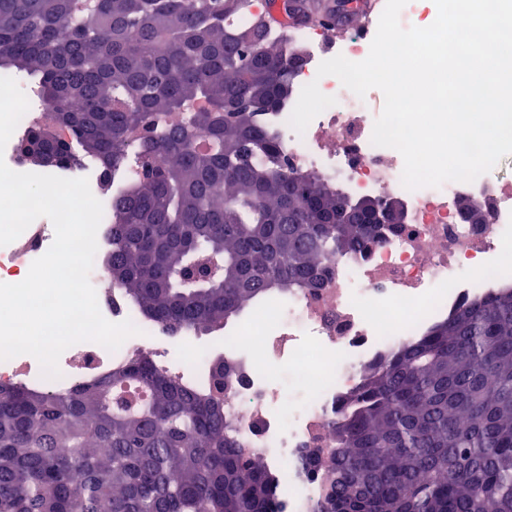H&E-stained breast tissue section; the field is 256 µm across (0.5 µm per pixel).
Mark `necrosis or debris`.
I'll use <instances>...</instances> for the list:
<instances>
[{
  "instance_id": "necrosis-or-debris-1",
  "label": "necrosis or debris",
  "mask_w": 512,
  "mask_h": 512,
  "mask_svg": "<svg viewBox=\"0 0 512 512\" xmlns=\"http://www.w3.org/2000/svg\"><path fill=\"white\" fill-rule=\"evenodd\" d=\"M376 31V22L367 18L332 45L316 30H293L289 44L300 45L305 52L301 84L317 82L320 91L337 102L301 134L289 124L293 103L284 104L268 122L291 166L346 183L356 194L406 196L409 217L399 232L347 256L323 288L292 291L285 299L266 303L261 319L235 332L246 351L214 347L198 359H186L164 340L158 326L142 324L139 310L116 291L98 296L102 315L113 323L141 324V334L129 337L113 352L89 341L70 346L60 357L58 379L43 378L38 361L27 354L0 361V378L59 390L101 379L146 347L160 367L202 388L210 382V364L221 357L231 359L238 365L241 382L226 394L224 409L246 413L240 441L257 449L267 465L283 474L288 492L280 499L279 512H310L322 485L316 473L301 470L300 455L314 442H330L327 421L338 396L358 383L368 363L425 330L448 308L470 298L472 291L503 287L496 257L512 245L511 179L482 175L471 183L405 189L401 154L371 142L374 121L384 105L382 92L372 89L361 98L335 76H318L319 64L335 56L364 60ZM472 194L486 201L488 223L458 221L459 201ZM54 236L53 225L33 223L15 241L0 246V282L29 271ZM440 286L449 287V294L429 303L432 289ZM271 362L291 366L287 383L275 382L265 371V364ZM312 382L318 385L316 391L293 400L290 387Z\"/></svg>"
}]
</instances>
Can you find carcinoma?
<instances>
[{"instance_id": "carcinoma-1", "label": "carcinoma", "mask_w": 512, "mask_h": 512, "mask_svg": "<svg viewBox=\"0 0 512 512\" xmlns=\"http://www.w3.org/2000/svg\"><path fill=\"white\" fill-rule=\"evenodd\" d=\"M252 0H0V73L37 79L21 158H87L111 200L105 271L167 333L323 287L395 224H339L352 198L288 167L266 116L300 50ZM196 390L142 351L58 392L0 383V512H275L273 470L224 412L236 365ZM337 447L303 451L316 512H512V287L460 302L337 399Z\"/></svg>"}]
</instances>
